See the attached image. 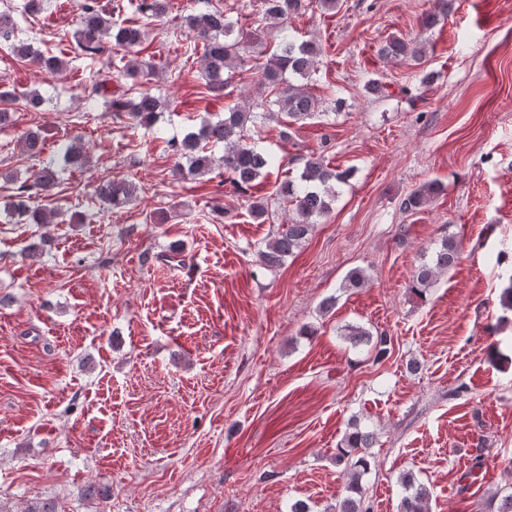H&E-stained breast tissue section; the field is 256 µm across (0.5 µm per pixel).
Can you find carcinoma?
<instances>
[{"label": "carcinoma", "mask_w": 512, "mask_h": 512, "mask_svg": "<svg viewBox=\"0 0 512 512\" xmlns=\"http://www.w3.org/2000/svg\"><path fill=\"white\" fill-rule=\"evenodd\" d=\"M307 7V0H262L264 18L282 33V37L267 63L260 67L259 94L265 95L267 112L263 116L277 123L278 136L282 140L290 137L295 125L322 114L321 100L310 87L317 71L319 47L313 41H298L288 34L290 20L302 14ZM170 8V0H136L135 4L136 13L146 19L161 18ZM78 9L76 44L90 59L104 54L107 43L116 48L129 49L145 42L146 31L137 20L125 18L119 21L114 18L115 13L120 11L118 4L108 12L100 0H81ZM185 22L197 41L193 52L203 50L200 61L207 96L213 99L226 97V73L245 61L249 44L255 39L253 32L235 28L220 7L190 14ZM0 46L7 47L16 60L32 63L49 75L67 67V61L61 57L64 49H59L57 54L44 55L36 51L31 42L19 38L17 22L9 9L0 10ZM378 55L409 66H419L426 56V49L421 42L393 37L379 48ZM123 68L130 78H146L154 74L153 65H143L132 59ZM94 94L115 118H127V126L132 128L152 127L162 111L160 99L147 90L134 92L123 85L112 88L101 83L94 87ZM19 100L35 111L44 103L37 93L20 98L0 83V129L10 124V106ZM255 118L254 112L238 106L229 107L224 111V118L204 122L188 131L180 140L167 141L175 156L173 173L193 176L208 173L215 162L211 147L222 144L224 171L228 173L230 182L247 189L255 187V182L277 163L273 155L249 142L247 128L255 122ZM20 147L27 157H38L43 152L40 131H26L20 139ZM59 158L64 165L74 169L89 163L78 142L68 145ZM347 178L348 171L332 168L322 158L313 155L303 163L297 179L287 180L281 185L280 195L293 205L294 217L289 223L278 225L273 237L257 251L263 266L269 269L281 266L285 258L306 242L318 218L330 211L331 203L336 198L335 185L346 182ZM59 185L57 170L51 161L32 171L14 187L10 211L27 224H34L40 229L48 227L54 223L56 213L32 208L29 201L53 197ZM137 192L138 186L132 180H104L95 186L93 197L102 204L117 208L131 203L137 197ZM439 192L437 183H427L410 192L402 200L401 207L407 212L416 213ZM248 212L258 224H264L271 218L268 203L260 198L249 205ZM459 255V243L455 237L441 239L433 255L415 271L413 290L421 295L426 293L440 276L457 265ZM374 443V433L362 430L356 422L351 424V431L345 435L336 453V463L344 465L349 479L347 489L350 495L336 503L334 512H368L364 506L360 480L370 467L368 448ZM400 483L403 489L400 512H429V493L425 486L417 483L410 472L400 477Z\"/></svg>", "instance_id": "1"}]
</instances>
